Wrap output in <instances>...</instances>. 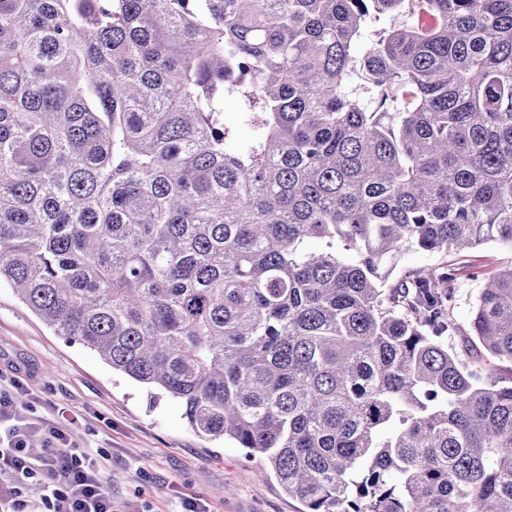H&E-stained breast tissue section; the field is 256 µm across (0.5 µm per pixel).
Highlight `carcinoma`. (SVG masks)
I'll return each mask as SVG.
<instances>
[{"mask_svg":"<svg viewBox=\"0 0 512 512\" xmlns=\"http://www.w3.org/2000/svg\"><path fill=\"white\" fill-rule=\"evenodd\" d=\"M489 241L512 0H0V282L305 512H512V266L380 273ZM451 263L469 266L480 274L478 278L462 277L456 288L453 316L458 323L466 325L473 303L482 288L483 278L498 269L509 267L512 264V249L494 243L479 246L463 254L428 253L411 248L398 253L394 258H387L382 272L387 279L386 285H393L411 269H437Z\"/></svg>","mask_w":512,"mask_h":512,"instance_id":"cac0c4a2","label":"carcinoma"}]
</instances>
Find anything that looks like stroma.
<instances>
[{"mask_svg":"<svg viewBox=\"0 0 512 512\" xmlns=\"http://www.w3.org/2000/svg\"><path fill=\"white\" fill-rule=\"evenodd\" d=\"M457 263L473 269L456 288L453 316L467 323L481 278L512 265V249L494 243L463 254L408 249L382 266L388 284L417 268ZM0 374L18 375V404L53 419L75 417L73 437L112 455L107 487L117 512H183L200 499L210 512H304L275 478H260L259 456L229 440H209L189 427L182 405L112 371L92 349L54 334L0 285Z\"/></svg>","mask_w":512,"mask_h":512,"instance_id":"1","label":"stroma"}]
</instances>
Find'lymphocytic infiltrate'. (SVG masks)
Instances as JSON below:
<instances>
[{"instance_id": "1", "label": "lymphocytic infiltrate", "mask_w": 512, "mask_h": 512, "mask_svg": "<svg viewBox=\"0 0 512 512\" xmlns=\"http://www.w3.org/2000/svg\"><path fill=\"white\" fill-rule=\"evenodd\" d=\"M45 452L31 453L33 442ZM111 459L71 439L69 424L32 416L0 384V512H113L105 471ZM40 491L38 499L24 494Z\"/></svg>"}]
</instances>
